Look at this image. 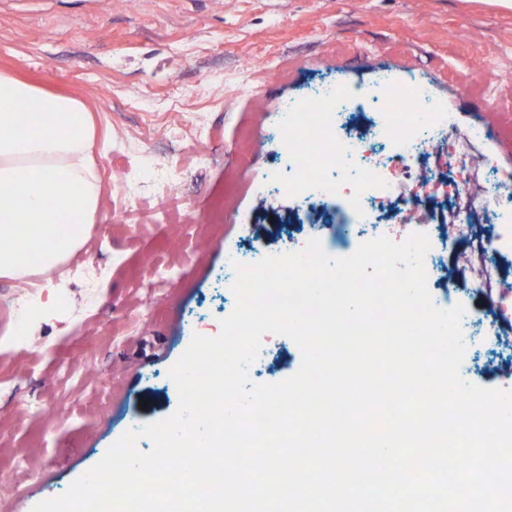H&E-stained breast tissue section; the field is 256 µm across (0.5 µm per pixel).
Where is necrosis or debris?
<instances>
[{"label":"necrosis or debris","mask_w":512,"mask_h":512,"mask_svg":"<svg viewBox=\"0 0 512 512\" xmlns=\"http://www.w3.org/2000/svg\"><path fill=\"white\" fill-rule=\"evenodd\" d=\"M355 109L372 113L369 126H348L346 116ZM279 118L291 163L277 189L302 199L303 223H317L319 202L332 192L336 213L331 221L343 235L360 227L363 240L401 242L409 236V224L419 220L423 201L435 198L458 203L465 219L453 225V234L473 237L477 255H512V170L490 154L471 164L470 147L487 139V130L474 128L467 142H460L448 126L447 112L425 87L385 73L364 91L325 85ZM375 141L384 153L371 150ZM478 221L487 231L477 237ZM495 272L488 264L472 275L464 261L455 266L448 285L477 281L490 320L507 324L512 322V286Z\"/></svg>","instance_id":"4bbe7bcc"}]
</instances>
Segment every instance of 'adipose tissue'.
<instances>
[{
	"label": "adipose tissue",
	"instance_id": "adipose-tissue-1",
	"mask_svg": "<svg viewBox=\"0 0 512 512\" xmlns=\"http://www.w3.org/2000/svg\"><path fill=\"white\" fill-rule=\"evenodd\" d=\"M91 113L0 71V277L82 247L99 204Z\"/></svg>",
	"mask_w": 512,
	"mask_h": 512
}]
</instances>
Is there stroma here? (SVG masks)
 Masks as SVG:
<instances>
[{
    "mask_svg": "<svg viewBox=\"0 0 512 512\" xmlns=\"http://www.w3.org/2000/svg\"><path fill=\"white\" fill-rule=\"evenodd\" d=\"M0 70L82 101L95 125L100 199L87 243L64 263L0 279V512L64 493L132 425L171 416L169 370L193 335L234 310L225 252L336 242L288 196L279 110L312 89H364L381 72L422 85L456 130L512 127V10L491 0H0ZM426 234L439 308L470 311L464 378L500 386L512 329L446 281L467 241L431 204ZM301 353L268 333L250 379L294 375ZM147 407H140V400Z\"/></svg>",
    "mask_w": 512,
    "mask_h": 512,
    "instance_id": "stroma-1",
    "label": "stroma"
}]
</instances>
